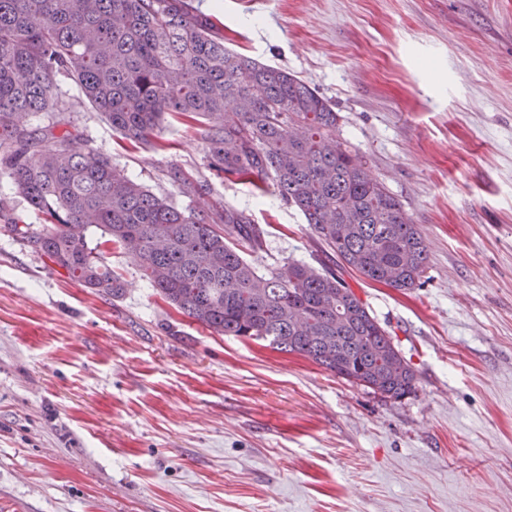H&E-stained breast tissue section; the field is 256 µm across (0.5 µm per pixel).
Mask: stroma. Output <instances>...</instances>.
I'll use <instances>...</instances> for the list:
<instances>
[{"instance_id":"stroma-1","label":"stroma","mask_w":512,"mask_h":512,"mask_svg":"<svg viewBox=\"0 0 512 512\" xmlns=\"http://www.w3.org/2000/svg\"><path fill=\"white\" fill-rule=\"evenodd\" d=\"M225 43L298 75L417 224L397 291L346 273L417 374L401 400L178 313L88 241L111 299L0 229V512H512V0H189ZM78 150L181 209L245 211L259 270L322 246L275 189L218 175L196 125L134 148L71 82ZM207 182L185 195L168 172Z\"/></svg>"}]
</instances>
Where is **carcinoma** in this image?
Listing matches in <instances>:
<instances>
[{
    "mask_svg": "<svg viewBox=\"0 0 512 512\" xmlns=\"http://www.w3.org/2000/svg\"><path fill=\"white\" fill-rule=\"evenodd\" d=\"M61 79L135 148L165 147L167 115L199 124L215 170L259 193L275 186L337 268L288 261L262 273L232 241L261 244L245 212L182 210L108 157L73 149L82 131L66 117ZM37 112L50 120L33 129L27 118ZM0 170L47 220L38 231L0 200L4 228L81 286L112 298L124 291L88 246L95 227L136 255L163 300L212 332L267 341L387 398L414 392V369L336 269L416 288L429 263L420 229L351 154L327 99L298 76L229 50L218 22L186 0H0ZM168 177L182 193L202 195L182 169ZM338 291L356 310L350 323L336 319ZM381 353L403 372L387 373Z\"/></svg>",
    "mask_w": 512,
    "mask_h": 512,
    "instance_id": "obj_1",
    "label": "carcinoma"
}]
</instances>
